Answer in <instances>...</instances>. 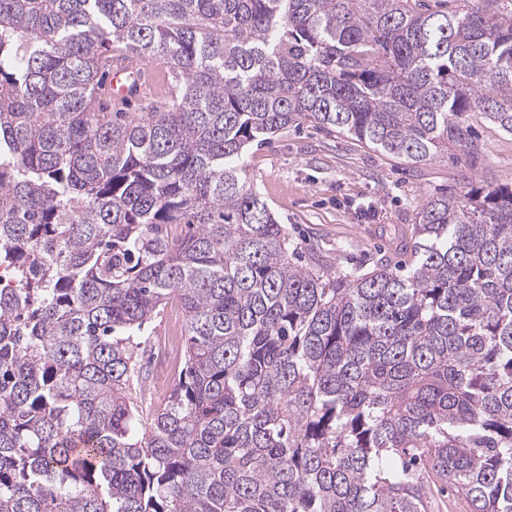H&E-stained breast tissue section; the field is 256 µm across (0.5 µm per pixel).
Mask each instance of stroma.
I'll return each instance as SVG.
<instances>
[{"label":"stroma","instance_id":"stroma-1","mask_svg":"<svg viewBox=\"0 0 512 512\" xmlns=\"http://www.w3.org/2000/svg\"><path fill=\"white\" fill-rule=\"evenodd\" d=\"M136 64L146 89L139 98L113 104V111L146 112L160 106L167 94L162 58H140ZM473 125L483 147L479 158L453 147L412 167L304 124L252 148L250 176L304 260H318L320 268L331 271H370L381 262L399 268L411 260L419 203L512 182V137L498 135L481 118Z\"/></svg>","mask_w":512,"mask_h":512}]
</instances>
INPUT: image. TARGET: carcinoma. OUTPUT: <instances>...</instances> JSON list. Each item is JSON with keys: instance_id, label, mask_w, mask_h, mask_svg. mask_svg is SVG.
<instances>
[{"instance_id": "1", "label": "carcinoma", "mask_w": 512, "mask_h": 512, "mask_svg": "<svg viewBox=\"0 0 512 512\" xmlns=\"http://www.w3.org/2000/svg\"><path fill=\"white\" fill-rule=\"evenodd\" d=\"M460 2L0 0V512H429L430 471L512 512V184L329 272L248 174L304 123L411 164L512 136V8ZM115 44L161 107L104 111ZM118 54L112 51V67L117 63L137 64L143 74L146 90L137 99L121 103L112 101V112H149L152 107L160 106L168 91V73L164 60L159 57L143 59L132 55L118 57ZM154 353L152 355L146 354L143 364H147L151 370L150 379L153 383L154 396L157 401L162 400L167 392V381L163 375L164 365L162 361H154ZM152 375V376H151Z\"/></svg>"}]
</instances>
